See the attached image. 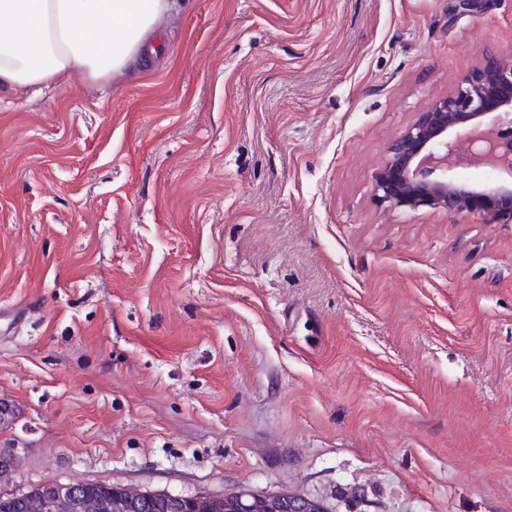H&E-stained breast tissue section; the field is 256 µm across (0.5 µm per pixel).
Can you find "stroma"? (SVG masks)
Returning <instances> with one entry per match:
<instances>
[{
  "label": "stroma",
  "instance_id": "1",
  "mask_svg": "<svg viewBox=\"0 0 512 512\" xmlns=\"http://www.w3.org/2000/svg\"><path fill=\"white\" fill-rule=\"evenodd\" d=\"M182 0L153 69L0 94L10 487L512 512V224L373 195L512 0Z\"/></svg>",
  "mask_w": 512,
  "mask_h": 512
}]
</instances>
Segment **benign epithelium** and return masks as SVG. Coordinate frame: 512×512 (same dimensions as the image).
Wrapping results in <instances>:
<instances>
[{
	"instance_id": "benign-epithelium-1",
	"label": "benign epithelium",
	"mask_w": 512,
	"mask_h": 512,
	"mask_svg": "<svg viewBox=\"0 0 512 512\" xmlns=\"http://www.w3.org/2000/svg\"><path fill=\"white\" fill-rule=\"evenodd\" d=\"M373 191L390 209L469 211L512 223V60L485 58L387 147ZM486 168L502 180L473 186L455 169Z\"/></svg>"
}]
</instances>
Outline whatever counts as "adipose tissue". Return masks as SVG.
<instances>
[{
	"label": "adipose tissue",
	"instance_id": "1",
	"mask_svg": "<svg viewBox=\"0 0 512 512\" xmlns=\"http://www.w3.org/2000/svg\"><path fill=\"white\" fill-rule=\"evenodd\" d=\"M177 0H0V92L140 68Z\"/></svg>",
	"mask_w": 512,
	"mask_h": 512
}]
</instances>
